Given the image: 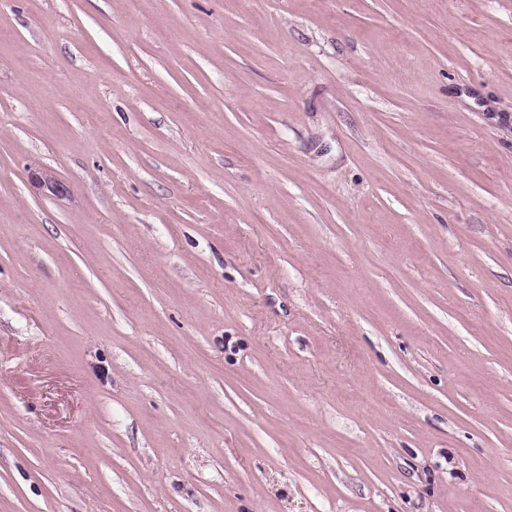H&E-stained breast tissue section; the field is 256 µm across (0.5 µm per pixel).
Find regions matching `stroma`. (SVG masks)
I'll use <instances>...</instances> for the list:
<instances>
[{
	"label": "stroma",
	"mask_w": 512,
	"mask_h": 512,
	"mask_svg": "<svg viewBox=\"0 0 512 512\" xmlns=\"http://www.w3.org/2000/svg\"><path fill=\"white\" fill-rule=\"evenodd\" d=\"M0 512H512V0H0Z\"/></svg>",
	"instance_id": "1"
}]
</instances>
